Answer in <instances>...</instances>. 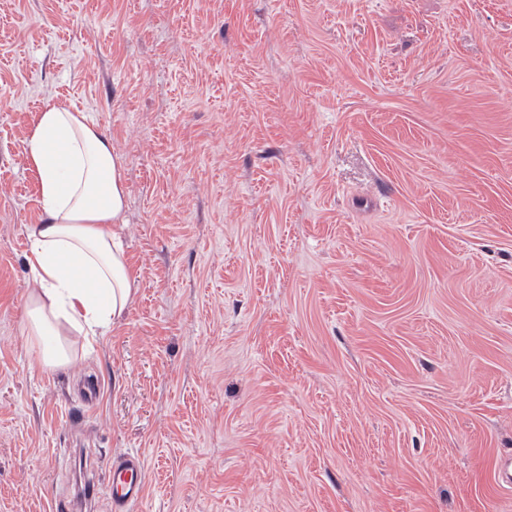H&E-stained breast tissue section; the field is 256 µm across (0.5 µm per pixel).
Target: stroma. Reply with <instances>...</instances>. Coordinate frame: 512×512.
Here are the masks:
<instances>
[{"label":"stroma","instance_id":"1","mask_svg":"<svg viewBox=\"0 0 512 512\" xmlns=\"http://www.w3.org/2000/svg\"><path fill=\"white\" fill-rule=\"evenodd\" d=\"M61 100L124 160L135 293L43 371ZM127 452L136 512H512V0H0V512Z\"/></svg>","mask_w":512,"mask_h":512}]
</instances>
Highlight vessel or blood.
Instances as JSON below:
<instances>
[{"label":"vessel or blood","mask_w":512,"mask_h":512,"mask_svg":"<svg viewBox=\"0 0 512 512\" xmlns=\"http://www.w3.org/2000/svg\"><path fill=\"white\" fill-rule=\"evenodd\" d=\"M146 469L137 454H123L113 459L107 480L91 478L86 483L90 500L106 501L108 512H130L143 496Z\"/></svg>","instance_id":"obj_1"}]
</instances>
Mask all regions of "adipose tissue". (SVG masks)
Returning <instances> with one entry per match:
<instances>
[{"label":"adipose tissue","instance_id":"obj_1","mask_svg":"<svg viewBox=\"0 0 512 512\" xmlns=\"http://www.w3.org/2000/svg\"><path fill=\"white\" fill-rule=\"evenodd\" d=\"M27 161L39 177L41 221L30 225L26 324L36 362L72 361L68 336L106 335L132 300L125 223L124 163L111 140L62 103L37 116Z\"/></svg>","mask_w":512,"mask_h":512}]
</instances>
